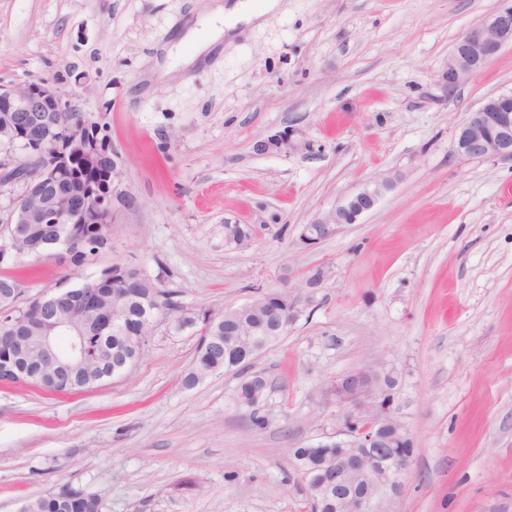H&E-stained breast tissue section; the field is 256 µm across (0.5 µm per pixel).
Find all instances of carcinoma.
<instances>
[{
  "label": "carcinoma",
  "instance_id": "cac0c4a2",
  "mask_svg": "<svg viewBox=\"0 0 512 512\" xmlns=\"http://www.w3.org/2000/svg\"><path fill=\"white\" fill-rule=\"evenodd\" d=\"M77 240L71 246L70 265L78 268L95 259L90 244L96 242L108 248L110 238L107 224H75ZM224 237H231L235 243L247 244L251 240V230L246 226L224 225ZM54 238V231L48 224L34 225V232L20 240V250L33 258L45 256V244ZM78 291L98 290L112 300V311L124 319V323L104 332L97 329L96 317L85 315L89 340L86 358L75 371V383L60 382L54 388L61 392H75L93 388L99 384V376L107 358L120 359L130 356L136 337L128 335L131 326H140L141 322L153 311L173 322L177 330L194 328L199 334L196 357L189 371L184 375V387L192 389L210 375L224 371H235L244 375L236 391L249 394L259 378L257 373H247L251 361L263 348L277 340L281 333L272 330L266 317L265 306L257 302L249 309L229 317L214 315L207 310L189 312L175 300V291L160 288L156 283L144 278L130 280L122 271V265L115 263L103 270L96 279H88L76 286ZM40 296L28 299L18 307L16 302L8 303L10 314L17 321L26 320L37 314ZM37 360L32 355L17 358L8 350H0V381L17 382L13 374L23 371L27 377L25 384H51L33 375ZM248 420L252 428L264 430L270 423L263 406L248 410ZM319 453L304 448L294 450V463L308 470L317 468ZM21 512H100L98 497L82 488L69 483L62 484L58 490L49 492L25 503Z\"/></svg>",
  "mask_w": 512,
  "mask_h": 512
}]
</instances>
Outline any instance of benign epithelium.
Returning <instances> with one entry per match:
<instances>
[{"label":"benign epithelium","mask_w":512,"mask_h":512,"mask_svg":"<svg viewBox=\"0 0 512 512\" xmlns=\"http://www.w3.org/2000/svg\"><path fill=\"white\" fill-rule=\"evenodd\" d=\"M512 48V5L504 6L470 27L448 56V66L438 85L451 96L465 76ZM69 100L43 80L22 88L0 87V145L22 144L28 152L51 148L52 155L37 169L0 160V187L22 184L12 202L10 224L0 243V255L19 257L15 250V224H75L93 220L112 223L118 172L112 155L82 123L65 126L57 114L71 112ZM291 145L286 136L260 140L254 150L261 154ZM454 154L465 159L512 162V92L487 98L457 128ZM96 172L84 179L83 171ZM389 180L366 184L341 199L326 217L315 221L317 241L335 234L345 224H355L377 205ZM96 304L92 294L63 289L37 314L31 329L35 336H0V343L29 352L36 347L57 362L54 379L70 376L85 356V336L80 314ZM272 325L287 329L296 319L295 306L269 309ZM396 378L390 372L360 370L336 381V403L346 409L344 429L319 440L314 447L334 448L322 455L319 479L311 489L315 499L336 487V512H384L382 504L397 495L407 471L412 440L391 411Z\"/></svg>","instance_id":"1"}]
</instances>
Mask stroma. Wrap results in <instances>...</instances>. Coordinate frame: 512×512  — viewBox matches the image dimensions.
<instances>
[{
	"mask_svg": "<svg viewBox=\"0 0 512 512\" xmlns=\"http://www.w3.org/2000/svg\"><path fill=\"white\" fill-rule=\"evenodd\" d=\"M512 0H279L188 68L157 76L210 0H0V87L45 79L117 165L112 249L214 313L288 294L300 313L254 361L271 422L238 377L181 384L199 338L160 321L124 379L79 394L0 382V512L69 482L100 512H304L293 451L343 427L333 385L392 372L413 453L389 512H512V164L463 159L457 127L512 91V48L441 100L454 44ZM289 134L292 148L256 141ZM358 223L299 235L364 184ZM249 226L230 250L224 227ZM324 271L319 287L309 268ZM54 258L0 264L22 299L67 285ZM235 401L240 408L247 409L253 407L248 410V420L253 429L263 430L268 427L270 419L263 405L254 407L259 403L258 399L246 398L240 393L238 396L235 395Z\"/></svg>",
	"mask_w": 512,
	"mask_h": 512,
	"instance_id": "stroma-1",
	"label": "stroma"
}]
</instances>
